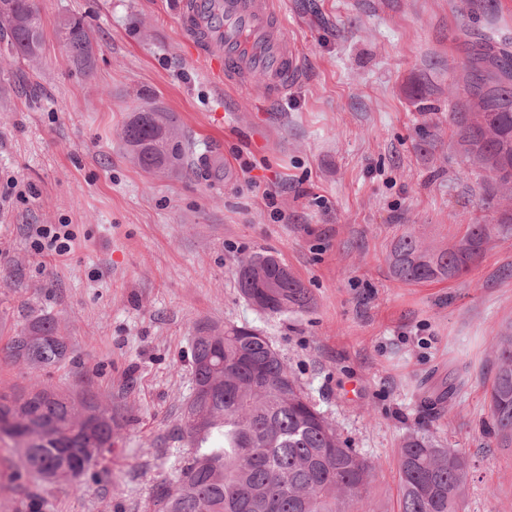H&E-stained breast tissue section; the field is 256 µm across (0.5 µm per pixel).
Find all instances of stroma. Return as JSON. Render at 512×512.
Segmentation results:
<instances>
[{"mask_svg": "<svg viewBox=\"0 0 512 512\" xmlns=\"http://www.w3.org/2000/svg\"><path fill=\"white\" fill-rule=\"evenodd\" d=\"M180 0H41L32 68L0 59V323L55 317L75 362L30 372L0 351V389H92L123 418L89 491L34 488L0 452V512L25 493L46 512H147L189 448L198 326L262 331L342 439L372 461L378 512H397V458L416 429L470 459L462 512H512V448L491 433L495 336L512 328V235L463 277L408 285L388 262L413 233L442 245L493 223L491 180L462 153L454 112L471 44L512 43V0H279L303 61L287 98L215 86L182 38ZM82 17L84 76L54 32ZM172 116L179 164L145 172L119 137L142 106ZM33 224L71 225L62 259ZM267 252L309 289L269 316L239 294L241 260Z\"/></svg>", "mask_w": 512, "mask_h": 512, "instance_id": "obj_1", "label": "stroma"}]
</instances>
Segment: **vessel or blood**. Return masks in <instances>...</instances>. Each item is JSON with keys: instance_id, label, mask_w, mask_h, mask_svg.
I'll use <instances>...</instances> for the list:
<instances>
[{"instance_id": "b4317fda", "label": "vessel or blood", "mask_w": 512, "mask_h": 512, "mask_svg": "<svg viewBox=\"0 0 512 512\" xmlns=\"http://www.w3.org/2000/svg\"><path fill=\"white\" fill-rule=\"evenodd\" d=\"M181 19L184 42L217 85L273 101L299 81L300 54L276 0H182Z\"/></svg>"}]
</instances>
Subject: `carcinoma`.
I'll use <instances>...</instances> for the list:
<instances>
[{"label":"carcinoma","mask_w":512,"mask_h":512,"mask_svg":"<svg viewBox=\"0 0 512 512\" xmlns=\"http://www.w3.org/2000/svg\"><path fill=\"white\" fill-rule=\"evenodd\" d=\"M55 36L74 66L89 76L93 70L90 33L83 18L64 16ZM45 22L40 0H15L13 15L0 18V56L36 64L44 46ZM464 111L454 113L464 152L489 173L495 198L494 224H470L464 237L449 246H430L413 234L400 237L388 260L394 277L405 284L454 280L466 274L492 237L512 234V209L501 202L512 197V50L505 44H480L464 63ZM121 138L131 160L146 172L182 159L181 140L165 113L142 107L123 126ZM238 287L258 311L268 315L301 313L311 305L309 289L272 255L257 253L241 262ZM276 279L275 294L259 282ZM43 336L28 345L29 330ZM11 362L32 372L48 371L71 360L70 340L58 321L30 313L13 329L3 346ZM497 372L489 405L493 434L512 446V331L495 337ZM194 390L207 397L189 398L181 417V435L190 448L173 478L153 486L149 512H374L370 508L375 465L351 448L336 426L319 411L289 373L280 353L258 330L228 324L224 334L203 325L191 345ZM21 403L27 419L0 430L11 459L42 485L66 484L71 460L65 452L81 445L85 419L101 418L100 460L112 453L120 423L102 407L94 392L67 393L34 386L0 392V422L9 411L1 402ZM206 414L197 428L188 413ZM470 462L459 448L445 447L414 432L403 439L398 454L399 512H460L469 490ZM21 512H45V500L29 493Z\"/></svg>","instance_id":"1"}]
</instances>
